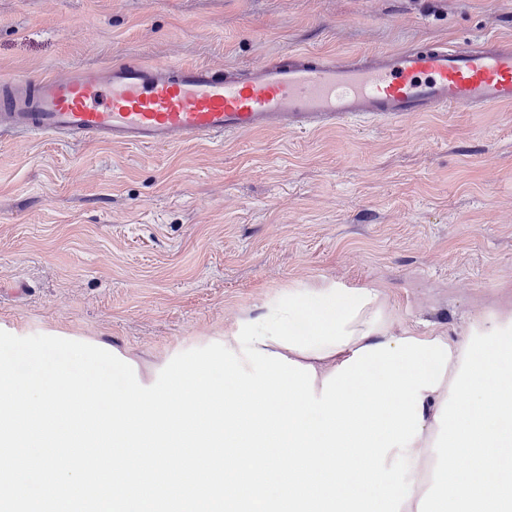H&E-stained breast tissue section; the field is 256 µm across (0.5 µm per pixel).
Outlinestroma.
Returning a JSON list of instances; mask_svg holds the SVG:
<instances>
[{
  "instance_id": "obj_1",
  "label": "stroma",
  "mask_w": 512,
  "mask_h": 512,
  "mask_svg": "<svg viewBox=\"0 0 512 512\" xmlns=\"http://www.w3.org/2000/svg\"><path fill=\"white\" fill-rule=\"evenodd\" d=\"M512 38V0H0V81L121 61L245 67ZM464 338L512 300V107L119 147L0 138V330L142 374L297 284Z\"/></svg>"
}]
</instances>
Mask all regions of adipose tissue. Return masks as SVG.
Masks as SVG:
<instances>
[{"instance_id": "1", "label": "adipose tissue", "mask_w": 512, "mask_h": 512, "mask_svg": "<svg viewBox=\"0 0 512 512\" xmlns=\"http://www.w3.org/2000/svg\"><path fill=\"white\" fill-rule=\"evenodd\" d=\"M351 322L352 340L319 352L284 351L317 381L355 350L397 340L396 315L379 289ZM443 381L422 391L423 432L410 446L409 501L400 512H512V307L479 312L450 345Z\"/></svg>"}]
</instances>
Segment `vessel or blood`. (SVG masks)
Segmentation results:
<instances>
[{"mask_svg": "<svg viewBox=\"0 0 512 512\" xmlns=\"http://www.w3.org/2000/svg\"><path fill=\"white\" fill-rule=\"evenodd\" d=\"M510 106L512 39L499 37L370 56L290 52L244 69L136 61L24 76L0 83V132L150 147Z\"/></svg>", "mask_w": 512, "mask_h": 512, "instance_id": "b4317fda", "label": "vessel or blood"}]
</instances>
